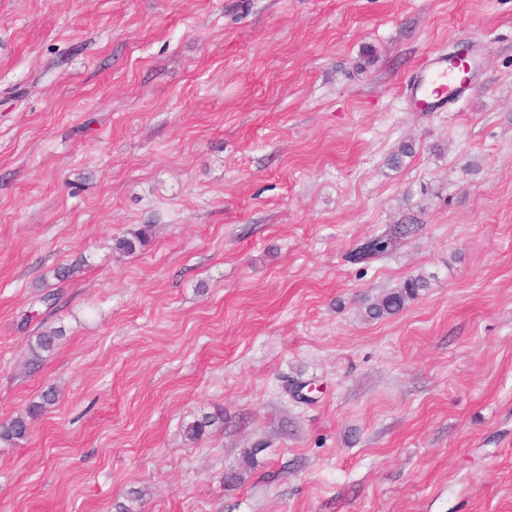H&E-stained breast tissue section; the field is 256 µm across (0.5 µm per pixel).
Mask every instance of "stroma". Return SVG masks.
<instances>
[{"label":"stroma","mask_w":512,"mask_h":512,"mask_svg":"<svg viewBox=\"0 0 512 512\" xmlns=\"http://www.w3.org/2000/svg\"><path fill=\"white\" fill-rule=\"evenodd\" d=\"M51 387L0 512H512V0H0V419ZM436 64L438 67L431 71L425 79H420L409 88L410 97L417 105L436 104L435 101H432L436 98L434 94L439 87H443L442 83L448 79V59L443 57ZM411 222L393 224L390 230L382 235H375L360 240L347 254L346 259L352 264L368 262L392 249L398 239L412 233ZM427 281L424 277H413L405 280L399 287L386 294L383 298L370 303L366 312L372 319H379L398 313L407 300L413 299L422 288H426ZM63 337L62 330L49 329L34 336L30 344V364L38 366L45 358L52 355L58 346V342Z\"/></svg>","instance_id":"obj_1"}]
</instances>
